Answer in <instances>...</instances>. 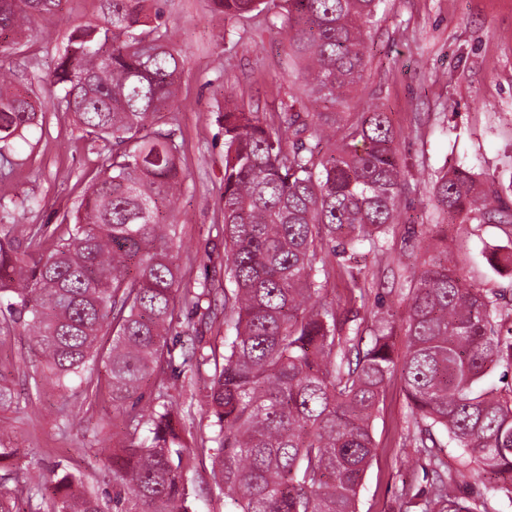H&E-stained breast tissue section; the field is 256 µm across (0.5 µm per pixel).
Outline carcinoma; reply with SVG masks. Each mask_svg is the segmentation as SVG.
Masks as SVG:
<instances>
[{"label":"carcinoma","instance_id":"1","mask_svg":"<svg viewBox=\"0 0 512 512\" xmlns=\"http://www.w3.org/2000/svg\"><path fill=\"white\" fill-rule=\"evenodd\" d=\"M289 46L327 111L295 97L277 121L224 106V323L222 362L191 340L197 365L214 362L206 386L213 418L215 482L232 512H357L379 448L373 422L383 387L400 373L409 400L408 438L433 461L427 512H475L456 494L467 477L489 495L512 496V390L485 386L512 372V308L501 293L466 286L448 232L420 231L418 270L407 294L406 351L394 356L380 329L361 347V312L323 302L322 253L354 252L403 220L402 168L389 113L344 111L365 70L366 40L383 0H286ZM159 0H111L103 19L74 30L45 77L63 92L87 136L112 140L109 164L88 185L68 237L34 234L24 250L0 238V298L41 359L34 383L67 390L106 356L107 392L126 442L112 453L114 512H192L193 449L169 405L146 415L145 384L174 360L170 329L185 305L218 294L180 290L175 225L163 210L185 180L173 129L181 55ZM62 0H0V34L23 33ZM274 0H211L227 21L271 10ZM0 65V152L46 111ZM448 224H512V199L472 169L434 180ZM488 264L512 268V240ZM149 436H141L142 430ZM462 450L455 471L434 448ZM46 512H104L70 472L55 474Z\"/></svg>","mask_w":512,"mask_h":512}]
</instances>
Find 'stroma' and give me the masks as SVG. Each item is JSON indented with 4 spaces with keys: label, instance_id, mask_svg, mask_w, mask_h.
<instances>
[{
    "label": "stroma",
    "instance_id": "35a3bbf8",
    "mask_svg": "<svg viewBox=\"0 0 512 512\" xmlns=\"http://www.w3.org/2000/svg\"><path fill=\"white\" fill-rule=\"evenodd\" d=\"M164 19L182 56V73L171 124L180 146L186 179L175 197L169 223L176 226L174 250L185 288H223L224 234L220 199L224 191V135L217 121L225 96L269 118L289 96L305 100L310 111L321 103L310 97L303 63L284 35L265 16L225 21L209 0H160ZM102 16L101 0H63L58 13L37 19L16 49L0 54V65L34 98L57 100L44 76L62 53L69 35ZM368 41L369 63L351 95L350 112L384 106L397 132L404 177L400 194L405 223L393 225L378 248L360 246L351 257L327 256L336 270L323 292L337 310L364 298L363 337L377 320L389 321L395 356L405 353L404 297L412 271L404 263L415 250L413 224H433L431 185L446 164L481 173L499 189L512 188V0H384ZM112 152L108 142H91L65 106L49 110L42 128L18 143L13 162L0 158V236L25 244L32 226L54 231L73 210L87 173ZM512 237V224H473L459 241L454 262L466 283L493 291L512 290V273H495L483 251ZM206 345L223 349L232 328L224 308L213 315L183 310L170 335L179 345L188 328ZM34 357L22 327L0 335V378L13 384L12 408L0 420L12 426L15 456L8 490L25 488L28 472L45 476L65 469L79 476L85 490L112 496V465L104 451L122 434L112 401L104 390L103 362L91 364L89 384L61 390L34 388L29 380ZM212 365L193 374L177 366L151 380L141 406L172 403L186 427L195 459L188 473L194 512H229L213 478L207 451L212 419L204 407L205 382ZM409 412L403 382L392 375L374 422V436L386 452L368 469L358 512H421L432 483L428 458L407 438Z\"/></svg>",
    "mask_w": 512,
    "mask_h": 512
}]
</instances>
